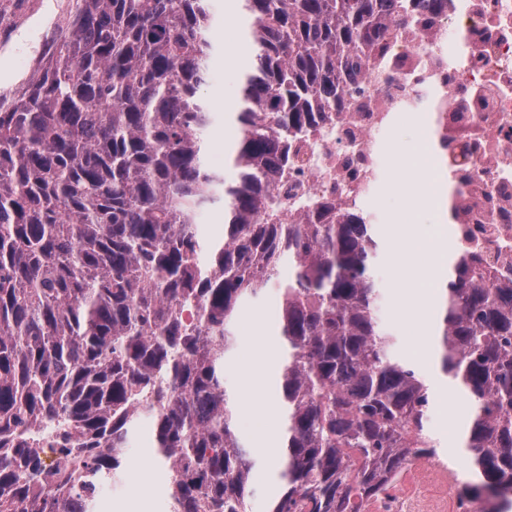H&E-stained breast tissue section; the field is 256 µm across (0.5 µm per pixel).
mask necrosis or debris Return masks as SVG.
<instances>
[{"label": "necrosis or debris", "instance_id": "obj_1", "mask_svg": "<svg viewBox=\"0 0 512 512\" xmlns=\"http://www.w3.org/2000/svg\"><path fill=\"white\" fill-rule=\"evenodd\" d=\"M38 3L0 14V53L25 64L40 49L41 38L21 53L13 40L36 23ZM340 86L335 110L317 113L271 181L284 223L329 207L373 218L374 192L394 167L388 141L409 124L420 136L412 164L423 190L448 203L449 255L478 258L491 282L512 280V0H444L437 11L399 0L386 52L364 51ZM447 510L436 485L418 495L400 481L368 512Z\"/></svg>", "mask_w": 512, "mask_h": 512}]
</instances>
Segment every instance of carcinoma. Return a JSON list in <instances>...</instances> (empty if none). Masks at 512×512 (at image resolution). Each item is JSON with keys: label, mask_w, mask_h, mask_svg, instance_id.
Returning <instances> with one entry per match:
<instances>
[{"label": "carcinoma", "mask_w": 512, "mask_h": 512, "mask_svg": "<svg viewBox=\"0 0 512 512\" xmlns=\"http://www.w3.org/2000/svg\"><path fill=\"white\" fill-rule=\"evenodd\" d=\"M210 0H74L76 23L0 98V512H89L148 420L168 512H249L256 462L224 383L241 307L280 293L281 490L268 512H362L436 456L433 395L380 317L375 225L273 224L288 134L339 101L386 0H238L251 19L229 170L206 161ZM224 208V243L200 218ZM436 344L469 408L477 482L512 507V286L453 262Z\"/></svg>", "instance_id": "1"}]
</instances>
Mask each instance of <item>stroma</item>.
<instances>
[{
    "label": "stroma",
    "mask_w": 512,
    "mask_h": 512,
    "mask_svg": "<svg viewBox=\"0 0 512 512\" xmlns=\"http://www.w3.org/2000/svg\"><path fill=\"white\" fill-rule=\"evenodd\" d=\"M211 9L215 21L210 29V38L217 51L210 62L215 75L205 86L204 93L215 114L208 152L209 157L213 158L225 156L236 134L234 126L227 119L224 106L235 98L238 72L225 66L223 49L225 24L236 26L240 20L237 13L227 10L225 0H212ZM402 177L401 170H394L373 199V210L378 217L377 229L382 242L376 267L377 284L382 293L380 315L396 339L398 352L414 358L420 371L428 376L432 373V366L421 353L423 327L409 314L402 295L403 269L421 268L425 262L409 252H397L392 243L391 229L399 226L411 235H425L430 233L437 216L404 191ZM278 304L276 288H269L262 301L245 306L236 319V345L224 364V380L234 393H241L243 377L256 357V335L261 328L274 327L277 322ZM467 412L466 403L455 392L436 390L429 432L438 444L440 460L456 471L457 482L461 485L475 479L464 460L462 450ZM237 423L241 437L257 461L255 479L260 490L251 502V512H267L269 501L279 485L277 463L271 460L269 451L282 446L283 417L241 405L237 408ZM127 454L129 464H144L148 470L144 478L132 487L113 484L112 512H166L167 469L155 463L154 451L149 446L147 435L137 437Z\"/></svg>",
    "instance_id": "1"
}]
</instances>
